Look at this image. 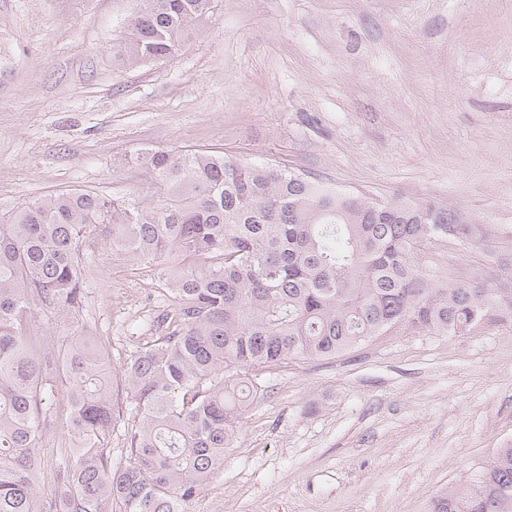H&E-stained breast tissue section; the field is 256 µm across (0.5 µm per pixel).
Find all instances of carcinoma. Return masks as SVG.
<instances>
[{
    "label": "carcinoma",
    "mask_w": 512,
    "mask_h": 512,
    "mask_svg": "<svg viewBox=\"0 0 512 512\" xmlns=\"http://www.w3.org/2000/svg\"><path fill=\"white\" fill-rule=\"evenodd\" d=\"M209 0H140L117 51L127 64L181 51ZM135 161L163 203L68 192L0 224V512H44L42 439L54 377L65 382L71 464L60 512H189L224 465L259 397L257 372L290 356L328 359L404 325L441 336L512 322V275L453 282L421 263L432 241L484 251L512 271L492 230L432 203L368 202L301 174L221 154L159 149ZM101 240L157 272L158 333L123 364L127 460L112 462L121 421L105 345L77 335L53 366L33 309L79 311L83 245ZM430 512H512V447L437 494Z\"/></svg>",
    "instance_id": "1"
}]
</instances>
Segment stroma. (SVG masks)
<instances>
[{
  "mask_svg": "<svg viewBox=\"0 0 512 512\" xmlns=\"http://www.w3.org/2000/svg\"><path fill=\"white\" fill-rule=\"evenodd\" d=\"M134 0H0V222L74 190L163 192L134 157L188 147L280 166L370 202L451 207L512 247V0H210L176 56H116ZM79 314L35 310L50 353L100 337L113 373L149 341L157 275L97 243ZM480 250L426 248V266ZM265 391L191 512H427L512 444V324L398 326L332 359L262 371ZM42 487L70 463L51 407Z\"/></svg>",
  "mask_w": 512,
  "mask_h": 512,
  "instance_id": "obj_1",
  "label": "stroma"
}]
</instances>
